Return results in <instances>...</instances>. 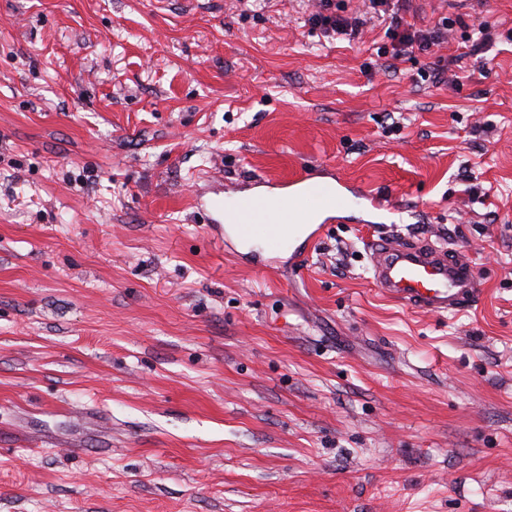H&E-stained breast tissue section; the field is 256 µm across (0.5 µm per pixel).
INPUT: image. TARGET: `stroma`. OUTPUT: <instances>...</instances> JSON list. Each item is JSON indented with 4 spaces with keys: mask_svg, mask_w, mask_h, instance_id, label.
<instances>
[{
    "mask_svg": "<svg viewBox=\"0 0 512 512\" xmlns=\"http://www.w3.org/2000/svg\"><path fill=\"white\" fill-rule=\"evenodd\" d=\"M312 13L0 0V512H512V0H407L454 24L392 71ZM299 171L346 218L298 264L196 201ZM391 237L467 251L477 306L382 295Z\"/></svg>",
    "mask_w": 512,
    "mask_h": 512,
    "instance_id": "stroma-1",
    "label": "stroma"
}]
</instances>
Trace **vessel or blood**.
Segmentation results:
<instances>
[{
    "label": "vessel or blood",
    "instance_id": "obj_1",
    "mask_svg": "<svg viewBox=\"0 0 512 512\" xmlns=\"http://www.w3.org/2000/svg\"><path fill=\"white\" fill-rule=\"evenodd\" d=\"M340 196L331 182L295 180L292 190L274 197L259 193L235 200L233 205L215 203L233 235L249 244L262 234L269 249L284 241L298 240L296 215L310 206L331 209L340 206ZM373 281L393 301L430 313L462 312L476 301L479 280L469 257L460 251L429 243L385 239L369 242Z\"/></svg>",
    "mask_w": 512,
    "mask_h": 512
}]
</instances>
